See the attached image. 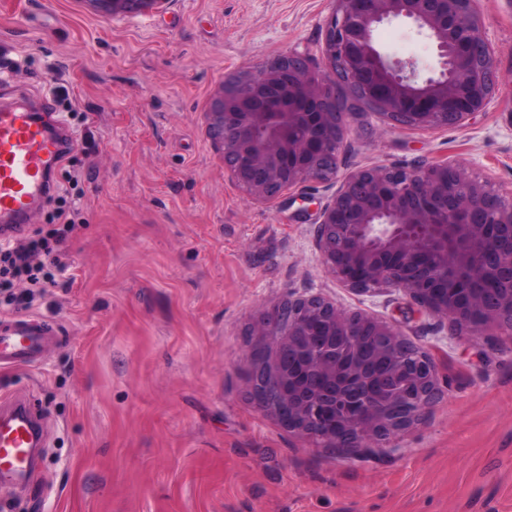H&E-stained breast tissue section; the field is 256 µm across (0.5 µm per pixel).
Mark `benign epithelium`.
<instances>
[{
    "mask_svg": "<svg viewBox=\"0 0 512 512\" xmlns=\"http://www.w3.org/2000/svg\"><path fill=\"white\" fill-rule=\"evenodd\" d=\"M86 2L114 15L165 0ZM393 20L412 23L433 42L432 75L376 47L375 29ZM325 58L328 79L288 53L230 77L236 94L216 97L211 121L224 164L258 201L336 178L348 148L338 91L395 126L421 130L464 127L498 92L473 0H336ZM491 195L493 209L486 207ZM316 247L325 270L356 294L395 288L455 334L490 326L512 334V200L464 164L348 173L320 210ZM249 333L267 349L263 360L246 358L250 394L262 397L257 408L323 448L371 456L417 425L439 395L426 350L386 320L321 295H288Z\"/></svg>",
    "mask_w": 512,
    "mask_h": 512,
    "instance_id": "obj_1",
    "label": "benign epithelium"
}]
</instances>
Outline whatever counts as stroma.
Wrapping results in <instances>:
<instances>
[{"label": "stroma", "mask_w": 512, "mask_h": 512, "mask_svg": "<svg viewBox=\"0 0 512 512\" xmlns=\"http://www.w3.org/2000/svg\"><path fill=\"white\" fill-rule=\"evenodd\" d=\"M499 93L463 128L390 125L346 100L342 172L457 161L512 191V0H475ZM333 0H165L106 16L85 0H0L5 100L46 97L80 141L83 225L70 265L30 309L69 343L35 369L0 371L30 394L45 446L0 512H512V337L457 336L402 291L358 295L316 249L307 202H253L208 135L225 79L292 52L327 76ZM392 56L437 65L407 23ZM320 293L396 325L428 350L440 395L394 447L356 458L289 433L249 393L250 324L288 294Z\"/></svg>", "instance_id": "obj_1"}]
</instances>
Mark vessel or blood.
Instances as JSON below:
<instances>
[{"label":"vessel or blood","mask_w":512,"mask_h":512,"mask_svg":"<svg viewBox=\"0 0 512 512\" xmlns=\"http://www.w3.org/2000/svg\"><path fill=\"white\" fill-rule=\"evenodd\" d=\"M73 132L53 112L0 104V241L25 236L55 189L60 159L75 148ZM66 343L63 329L38 316H0V370L34 367ZM43 442L42 420L28 396L0 397V476L24 480Z\"/></svg>","instance_id":"b4317fda"}]
</instances>
